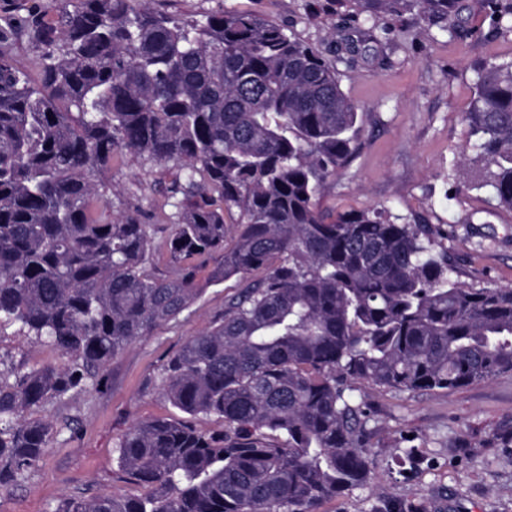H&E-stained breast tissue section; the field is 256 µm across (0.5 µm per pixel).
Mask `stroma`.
<instances>
[{
  "label": "stroma",
  "instance_id": "stroma-1",
  "mask_svg": "<svg viewBox=\"0 0 512 512\" xmlns=\"http://www.w3.org/2000/svg\"><path fill=\"white\" fill-rule=\"evenodd\" d=\"M156 9L201 18L236 10L285 26L328 60L337 61L341 89L360 109L358 149L337 168L320 196L326 211L388 206L394 214L447 234L448 254L461 279L475 288L512 286V210L497 207L488 189L476 188L462 117L472 96L476 67L512 60V20L490 34L484 0H462L453 25L394 32L369 40L365 27L346 21L331 0H151ZM177 169L143 162L113 165V211L140 204L157 225L150 272H166V237L160 223L166 199L159 186ZM245 279L206 287L178 321L130 343L111 361L104 382L42 410L55 433L37 469L0 493V512H54L73 495L113 491L135 496L122 481L113 453L134 422L175 417L162 395L163 363L223 312ZM0 359L26 369L63 364L55 348L0 328ZM354 395L370 417L366 440L374 456L370 488L325 503L321 512H367L385 497L407 512H512V447L498 444L512 431V372L453 392L414 393L365 382ZM411 441L423 467L406 482H393L386 466L397 443Z\"/></svg>",
  "mask_w": 512,
  "mask_h": 512
}]
</instances>
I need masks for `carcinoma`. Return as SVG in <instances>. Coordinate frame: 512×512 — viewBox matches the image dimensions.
<instances>
[{"label": "carcinoma", "instance_id": "cac0c4a2", "mask_svg": "<svg viewBox=\"0 0 512 512\" xmlns=\"http://www.w3.org/2000/svg\"><path fill=\"white\" fill-rule=\"evenodd\" d=\"M54 2V28L27 0L0 15V327L66 358L0 369V490L49 446L51 424L33 414L99 386L130 342L178 319L208 261L209 284L257 277L163 364V394L185 417L139 420L118 439L121 478L143 493L54 512H319L372 481L355 383L450 392L512 372L511 286H467L439 232L387 206L319 208L358 141L335 63L252 14ZM354 3L383 34L404 16L407 32L446 30L461 9ZM486 4L495 24L512 15V0ZM22 32L37 80L12 57ZM475 74L464 120L478 187L512 210V61ZM116 156L178 166L164 274L146 268L155 225L136 205L112 214ZM393 459L402 477L419 464L414 447Z\"/></svg>", "mask_w": 512, "mask_h": 512}]
</instances>
